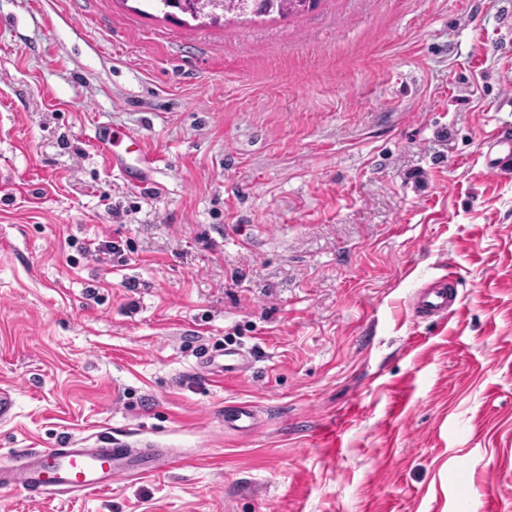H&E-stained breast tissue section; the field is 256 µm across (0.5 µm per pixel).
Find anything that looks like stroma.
Here are the masks:
<instances>
[{
    "instance_id": "1",
    "label": "stroma",
    "mask_w": 512,
    "mask_h": 512,
    "mask_svg": "<svg viewBox=\"0 0 512 512\" xmlns=\"http://www.w3.org/2000/svg\"><path fill=\"white\" fill-rule=\"evenodd\" d=\"M509 123L512 0H0V461L178 454L0 512H512V179L483 148ZM445 268L460 312L416 321ZM228 348L245 373L201 369ZM160 1L165 8H174L182 12H188L193 17L215 16L218 13L212 10L220 9L222 14H235L254 17L268 16L277 13L280 17L299 15L312 10L320 0H202L197 7H184L189 1L182 0H156ZM236 1V2H234ZM210 8L211 10H209ZM124 137L129 136L125 132H119L113 129L112 131L105 132L104 129L100 128L98 132H95L94 142L96 144H106V142H108V144L112 146V150L108 148L107 151L112 157L113 167L119 168L123 174L130 177V175L136 174L135 169L114 150V147L118 146ZM224 411V426L236 431H250L254 428L256 419L255 407L249 404H239L227 407Z\"/></svg>"
}]
</instances>
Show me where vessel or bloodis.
I'll return each instance as SVG.
<instances>
[{"instance_id":"b4317fda","label":"vessel or blood","mask_w":512,"mask_h":512,"mask_svg":"<svg viewBox=\"0 0 512 512\" xmlns=\"http://www.w3.org/2000/svg\"><path fill=\"white\" fill-rule=\"evenodd\" d=\"M484 147L490 172L512 173V127L497 129L485 139ZM459 286L451 273L428 281L414 294L415 315L436 323L456 315L462 305ZM255 419L254 406L233 405L224 415V425L249 431ZM174 457L169 448H135L108 440L94 448H20L0 462V487L18 488L31 500L103 491L111 488L117 477L135 470L145 476L158 473Z\"/></svg>"}]
</instances>
